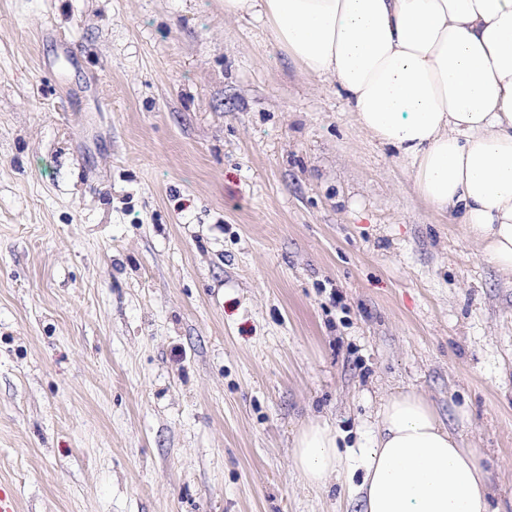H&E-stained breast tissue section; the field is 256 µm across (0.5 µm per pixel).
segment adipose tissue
Here are the masks:
<instances>
[{
  "instance_id": "obj_1",
  "label": "adipose tissue",
  "mask_w": 512,
  "mask_h": 512,
  "mask_svg": "<svg viewBox=\"0 0 512 512\" xmlns=\"http://www.w3.org/2000/svg\"><path fill=\"white\" fill-rule=\"evenodd\" d=\"M224 13L262 21L288 58L335 83L419 197L512 275V0H224ZM482 458L425 396L383 395L357 458L361 512H493ZM291 460L314 489L343 472L319 420Z\"/></svg>"
}]
</instances>
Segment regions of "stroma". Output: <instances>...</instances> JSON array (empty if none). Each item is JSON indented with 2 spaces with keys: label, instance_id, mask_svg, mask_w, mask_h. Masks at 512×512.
I'll return each mask as SVG.
<instances>
[{
  "label": "stroma",
  "instance_id": "35a3bbf8",
  "mask_svg": "<svg viewBox=\"0 0 512 512\" xmlns=\"http://www.w3.org/2000/svg\"><path fill=\"white\" fill-rule=\"evenodd\" d=\"M411 390L512 512V276L330 82L224 0H0L19 512H359L293 440L327 422L360 481L379 395Z\"/></svg>",
  "mask_w": 512,
  "mask_h": 512
}]
</instances>
